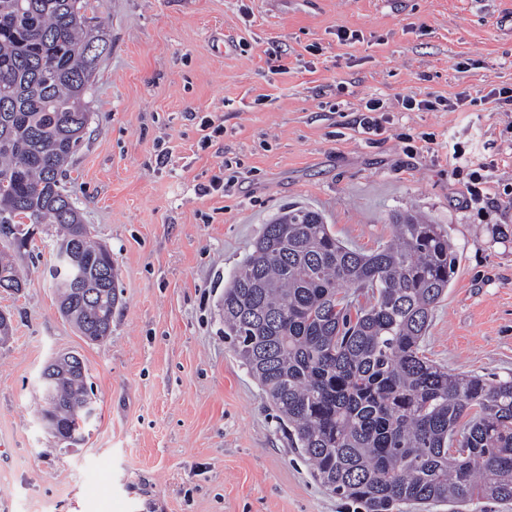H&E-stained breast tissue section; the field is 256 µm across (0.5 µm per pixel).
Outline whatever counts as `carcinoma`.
I'll return each mask as SVG.
<instances>
[{"label": "carcinoma", "mask_w": 512, "mask_h": 512, "mask_svg": "<svg viewBox=\"0 0 512 512\" xmlns=\"http://www.w3.org/2000/svg\"><path fill=\"white\" fill-rule=\"evenodd\" d=\"M89 8L0 0V278L21 290L31 226L60 225L97 290L75 311L91 331L112 317L117 283L67 190L91 119L85 97L109 49ZM455 263L445 232L412 209L366 254L321 212L290 206L224 286V338L314 476L367 512L512 501V379L452 375L421 351ZM55 391L60 421L83 433L89 392L65 374Z\"/></svg>", "instance_id": "carcinoma-1"}]
</instances>
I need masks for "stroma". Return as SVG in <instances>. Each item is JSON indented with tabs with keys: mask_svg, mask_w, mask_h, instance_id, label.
Returning <instances> with one entry per match:
<instances>
[{
	"mask_svg": "<svg viewBox=\"0 0 512 512\" xmlns=\"http://www.w3.org/2000/svg\"><path fill=\"white\" fill-rule=\"evenodd\" d=\"M92 4L111 48L69 189L112 255L119 302L110 336L86 340L47 277L57 227H36L25 288L0 293V512H365L293 448L224 337V286L283 207L322 211L362 251L412 208L457 256L426 357L512 378V118L399 105L512 88V0ZM371 98L376 131L354 122ZM205 116L224 127L209 147ZM474 171L495 206L468 203ZM217 173L221 194L207 190ZM65 352L81 354L97 409L74 448L38 422V374Z\"/></svg>",
	"mask_w": 512,
	"mask_h": 512,
	"instance_id": "35a3bbf8",
	"label": "stroma"
}]
</instances>
